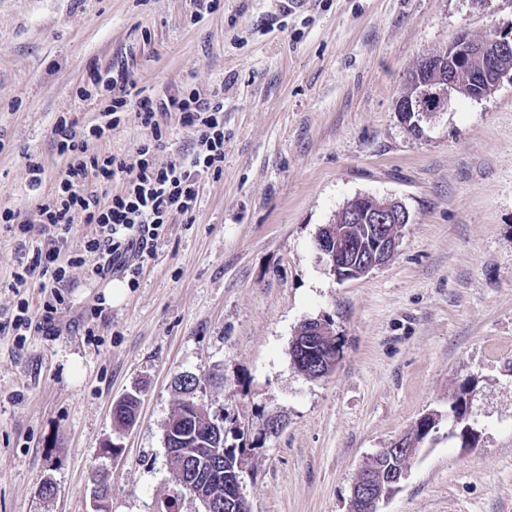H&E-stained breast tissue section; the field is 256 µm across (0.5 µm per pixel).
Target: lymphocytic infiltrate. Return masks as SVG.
I'll list each match as a JSON object with an SVG mask.
<instances>
[{
  "instance_id": "obj_1",
  "label": "lymphocytic infiltrate",
  "mask_w": 512,
  "mask_h": 512,
  "mask_svg": "<svg viewBox=\"0 0 512 512\" xmlns=\"http://www.w3.org/2000/svg\"><path fill=\"white\" fill-rule=\"evenodd\" d=\"M88 78L81 97H91L97 86L111 95L102 111L103 123L88 128L77 120L60 117L53 133L65 168L55 193L38 206L34 219H21L10 209L0 212V230L35 243L31 257L17 260L13 288H25L35 281L49 292L38 320L31 314L28 301H21L16 314L6 321L16 331L36 324L53 332L66 276L59 262L61 244L73 225L95 227V235L86 246L95 278L137 275L152 255L169 215H193L204 176L219 169L224 161V105L220 101L201 97L194 90L140 99L135 83L122 69L103 72L94 66ZM132 101L138 105L142 126L151 135L150 141L138 148L137 165L128 166L124 158L114 154L90 152L91 141L105 138ZM174 115L182 126L193 129V147L182 161L159 167L153 161L154 144L162 137V119ZM118 178L126 179L127 188L109 204H102L96 192L86 189L88 183L105 185Z\"/></svg>"
}]
</instances>
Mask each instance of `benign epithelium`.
<instances>
[{"mask_svg": "<svg viewBox=\"0 0 512 512\" xmlns=\"http://www.w3.org/2000/svg\"><path fill=\"white\" fill-rule=\"evenodd\" d=\"M511 48L512 29L495 28L491 37L481 40L466 31L457 34L445 51L424 58L416 68L412 89L397 104L402 124L411 134L419 136L425 115L421 109L422 99L434 100L433 111L443 112L459 92L481 100L498 89L503 80L512 82V71L498 64L499 55ZM444 69L448 70V82L439 86L433 75ZM342 210L349 224L374 225L376 239L369 250L361 253L355 244L346 240L339 225L326 224L320 228L316 247L325 258L329 273L340 282L364 277L391 261L399 243L397 231L410 220L402 203L368 195L347 201ZM298 331L306 354L316 338L332 335L330 323L323 319H308L301 323ZM405 478L406 471L400 467L387 478H379L369 468H364L351 488L350 512H379L380 504L392 496ZM106 480L103 473L93 476L90 512H101L100 489Z\"/></svg>", "mask_w": 512, "mask_h": 512, "instance_id": "obj_1", "label": "benign epithelium"}]
</instances>
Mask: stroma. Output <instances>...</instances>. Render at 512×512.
<instances>
[{"instance_id":"35a3bbf8","label":"stroma","mask_w":512,"mask_h":512,"mask_svg":"<svg viewBox=\"0 0 512 512\" xmlns=\"http://www.w3.org/2000/svg\"><path fill=\"white\" fill-rule=\"evenodd\" d=\"M512 24V0H0V210L22 218L53 193L65 161L59 116L90 126L109 98L81 99L90 66L127 63L144 96L179 87L224 102V162L193 216L172 214L120 305L112 283L69 267L57 335L0 331V512H88L108 475L110 512H156L175 494L165 423L191 372L250 451L251 512H349L352 484L381 448L439 425L380 512H512V83L458 98L415 136L396 105L408 72L462 31ZM136 105L94 152L136 163ZM38 155L42 183L25 157ZM359 195L405 204L394 258L340 282L318 229ZM24 242L0 235V319L39 288L11 287ZM323 318L336 338L328 377L307 379L289 349ZM78 375H70L71 360ZM471 446L448 433L465 380ZM138 392L122 455L112 407ZM284 427L263 433L269 417ZM59 489L38 494L43 479Z\"/></svg>"}]
</instances>
